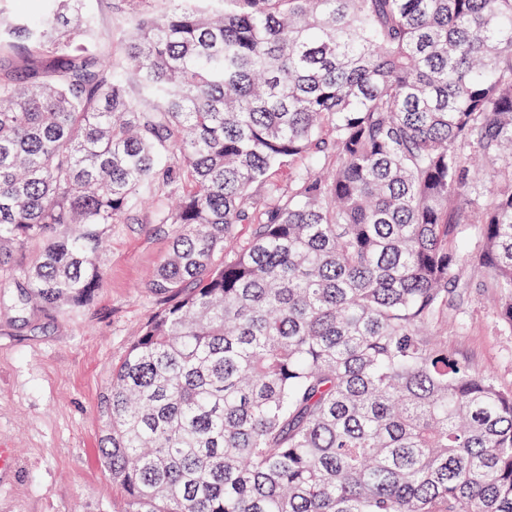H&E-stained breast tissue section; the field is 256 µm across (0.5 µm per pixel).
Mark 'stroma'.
<instances>
[{
    "label": "stroma",
    "instance_id": "1",
    "mask_svg": "<svg viewBox=\"0 0 512 512\" xmlns=\"http://www.w3.org/2000/svg\"><path fill=\"white\" fill-rule=\"evenodd\" d=\"M158 203L113 225L100 257L105 277L92 300L27 323L0 302V448L14 449L0 471V512H112V484L98 458L99 398L112 369L162 301L145 286L167 256L174 225ZM462 322L448 351L512 388V334L499 328L496 289L472 275Z\"/></svg>",
    "mask_w": 512,
    "mask_h": 512
}]
</instances>
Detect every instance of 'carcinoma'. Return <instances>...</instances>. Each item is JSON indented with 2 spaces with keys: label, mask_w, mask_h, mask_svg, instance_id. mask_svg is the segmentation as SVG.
Here are the masks:
<instances>
[{
  "label": "carcinoma",
  "mask_w": 512,
  "mask_h": 512,
  "mask_svg": "<svg viewBox=\"0 0 512 512\" xmlns=\"http://www.w3.org/2000/svg\"><path fill=\"white\" fill-rule=\"evenodd\" d=\"M44 2L0 0V61L40 62L0 68L12 310L86 304L174 199L100 398L119 512H512V389L447 336L468 271L512 333V0H113L117 48Z\"/></svg>",
  "instance_id": "obj_1"
}]
</instances>
